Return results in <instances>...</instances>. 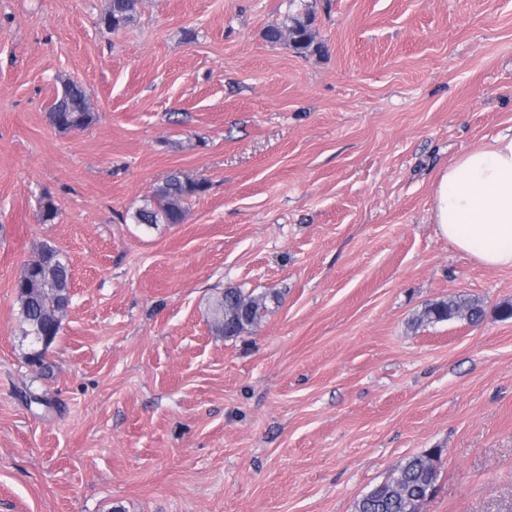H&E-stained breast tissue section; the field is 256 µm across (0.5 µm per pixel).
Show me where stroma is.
Listing matches in <instances>:
<instances>
[{"mask_svg":"<svg viewBox=\"0 0 512 512\" xmlns=\"http://www.w3.org/2000/svg\"><path fill=\"white\" fill-rule=\"evenodd\" d=\"M304 2L300 54L265 38L288 0L118 30L107 0H0V512H354L432 449L421 512H512V268L432 213L512 131V0ZM69 81L94 119L61 130ZM172 173L208 184L185 221L135 223ZM46 244L72 304L35 367L14 285ZM227 288L277 299L227 338ZM448 297L482 322L421 321Z\"/></svg>","mask_w":512,"mask_h":512,"instance_id":"35a3bbf8","label":"stroma"}]
</instances>
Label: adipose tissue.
<instances>
[{
	"mask_svg": "<svg viewBox=\"0 0 512 512\" xmlns=\"http://www.w3.org/2000/svg\"><path fill=\"white\" fill-rule=\"evenodd\" d=\"M433 216L442 236L488 268H512V133L459 156L440 173Z\"/></svg>",
	"mask_w": 512,
	"mask_h": 512,
	"instance_id": "ef3b65f1",
	"label": "adipose tissue"
}]
</instances>
